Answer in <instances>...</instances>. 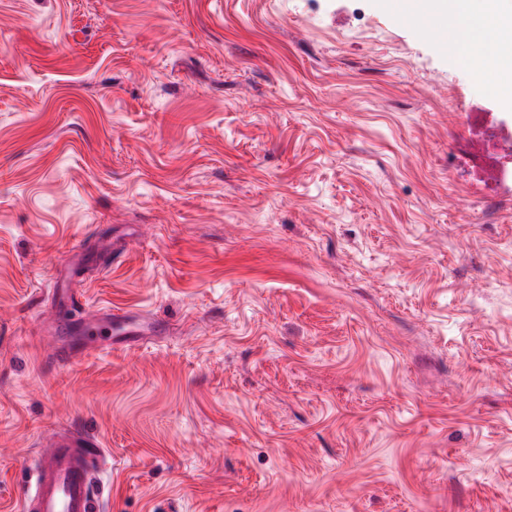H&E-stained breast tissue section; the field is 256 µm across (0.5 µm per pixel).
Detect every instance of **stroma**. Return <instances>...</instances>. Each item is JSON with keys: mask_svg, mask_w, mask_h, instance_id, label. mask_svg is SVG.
<instances>
[{"mask_svg": "<svg viewBox=\"0 0 512 512\" xmlns=\"http://www.w3.org/2000/svg\"><path fill=\"white\" fill-rule=\"evenodd\" d=\"M434 19L0 0V512L62 426L106 512H512V104ZM487 119L486 112L472 110L466 113L467 134L461 139L466 143L477 136ZM472 167L476 170H487L497 182H508L512 178V170L507 164L512 159V133L500 132L496 136L482 135L479 140H471L465 144ZM502 159V164H500Z\"/></svg>", "mask_w": 512, "mask_h": 512, "instance_id": "35a3bbf8", "label": "stroma"}]
</instances>
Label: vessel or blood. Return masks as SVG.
Returning a JSON list of instances; mask_svg holds the SVG:
<instances>
[{"instance_id":"b4317fda","label":"vessel or blood","mask_w":512,"mask_h":512,"mask_svg":"<svg viewBox=\"0 0 512 512\" xmlns=\"http://www.w3.org/2000/svg\"><path fill=\"white\" fill-rule=\"evenodd\" d=\"M107 459L87 434L54 433L31 468L33 487L19 499V512H103L100 474Z\"/></svg>"}]
</instances>
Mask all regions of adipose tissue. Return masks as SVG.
Listing matches in <instances>:
<instances>
[{"instance_id": "ef3b65f1", "label": "adipose tissue", "mask_w": 512, "mask_h": 512, "mask_svg": "<svg viewBox=\"0 0 512 512\" xmlns=\"http://www.w3.org/2000/svg\"><path fill=\"white\" fill-rule=\"evenodd\" d=\"M431 8L448 14L457 34L471 43L461 64L472 69L477 81L512 99V61L494 53L505 27L512 25V13L502 11L497 0H433Z\"/></svg>"}]
</instances>
